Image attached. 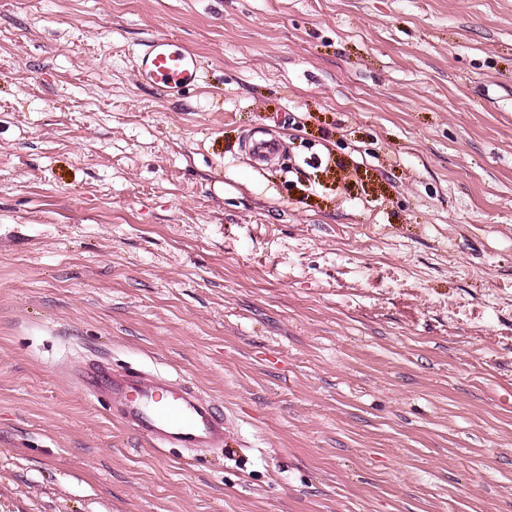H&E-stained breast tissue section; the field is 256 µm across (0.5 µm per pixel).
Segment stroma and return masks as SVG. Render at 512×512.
<instances>
[{
  "mask_svg": "<svg viewBox=\"0 0 512 512\" xmlns=\"http://www.w3.org/2000/svg\"><path fill=\"white\" fill-rule=\"evenodd\" d=\"M0 512H512V0H0ZM200 69V61L186 45L177 40L157 37L136 60V70L142 84L179 93L193 83ZM77 378L152 448H222L230 434L224 406L180 379L145 369L117 370L104 359L84 364Z\"/></svg>",
  "mask_w": 512,
  "mask_h": 512,
  "instance_id": "35a3bbf8",
  "label": "stroma"
}]
</instances>
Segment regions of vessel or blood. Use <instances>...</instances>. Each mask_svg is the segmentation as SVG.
<instances>
[{
	"label": "vessel or blood",
	"instance_id": "1",
	"mask_svg": "<svg viewBox=\"0 0 512 512\" xmlns=\"http://www.w3.org/2000/svg\"><path fill=\"white\" fill-rule=\"evenodd\" d=\"M199 69L196 53L166 37L153 39L136 60L142 84L173 94L193 83ZM78 380L152 448H220L230 434L223 406L180 379L144 369L118 370L98 359L84 364Z\"/></svg>",
	"mask_w": 512,
	"mask_h": 512
}]
</instances>
